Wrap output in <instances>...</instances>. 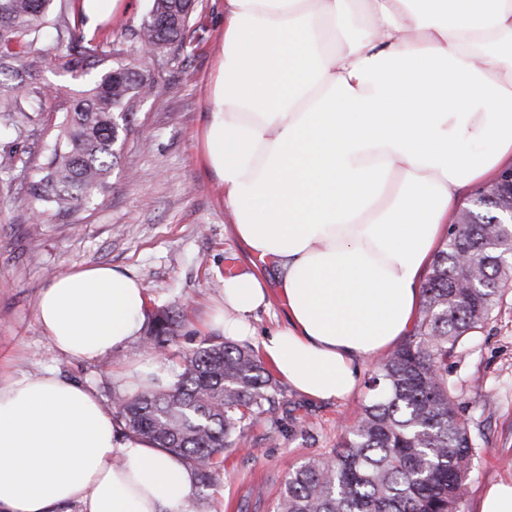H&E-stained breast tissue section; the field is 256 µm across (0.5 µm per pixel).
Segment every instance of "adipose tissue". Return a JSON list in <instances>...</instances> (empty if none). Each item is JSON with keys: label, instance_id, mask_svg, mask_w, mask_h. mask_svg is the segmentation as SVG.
<instances>
[{"label": "adipose tissue", "instance_id": "adipose-tissue-1", "mask_svg": "<svg viewBox=\"0 0 512 512\" xmlns=\"http://www.w3.org/2000/svg\"><path fill=\"white\" fill-rule=\"evenodd\" d=\"M204 160L236 237L274 272L286 325L256 336L318 400L412 328L460 191L512 164V0H224ZM265 280L224 281L213 323L250 336ZM139 281L94 264L53 276L36 321L85 361L135 340ZM190 471L120 434L85 386L0 382V512H195Z\"/></svg>", "mask_w": 512, "mask_h": 512}]
</instances>
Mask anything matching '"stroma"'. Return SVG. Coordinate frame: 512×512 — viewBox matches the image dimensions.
Returning <instances> with one entry per match:
<instances>
[{"label":"stroma","instance_id":"1","mask_svg":"<svg viewBox=\"0 0 512 512\" xmlns=\"http://www.w3.org/2000/svg\"><path fill=\"white\" fill-rule=\"evenodd\" d=\"M224 40V0H199L182 47L150 60L156 93L137 114L112 189L82 224L32 226L26 202L31 173L0 175V379L46 370L91 388L108 402L122 394L118 366L145 363L136 338L96 362L63 356L35 319L41 288L61 272L107 264L141 283L149 310L175 309L184 326L157 363L179 370L184 354L220 336L209 321L228 273L250 268L231 230L224 193L200 156L213 109ZM462 418L485 442L472 462L461 512H475L483 487L512 477V291L505 294L462 356L448 361ZM275 416H254L229 451L217 484L198 490V512H273L290 468L330 456L341 425L353 422L366 387L342 400H316L280 382Z\"/></svg>","mask_w":512,"mask_h":512}]
</instances>
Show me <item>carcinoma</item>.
I'll list each match as a JSON object with an SVG mask.
<instances>
[{
	"instance_id": "cac0c4a2",
	"label": "carcinoma",
	"mask_w": 512,
	"mask_h": 512,
	"mask_svg": "<svg viewBox=\"0 0 512 512\" xmlns=\"http://www.w3.org/2000/svg\"><path fill=\"white\" fill-rule=\"evenodd\" d=\"M74 2L0 0V134L42 144L40 156L24 162L1 151L0 172L35 167L27 200L37 224L83 223L111 188L141 98L158 84L144 55H123L112 50V36L85 33L71 18ZM196 8L193 0H152L124 36L155 57L184 41ZM53 69L74 83H46L42 74ZM51 102L61 117L48 126ZM497 207L484 196L448 224L417 320L376 361L356 428L330 457L288 472L273 512H460L481 437L461 419L448 358L463 354L464 340L512 290V224L495 223ZM183 326L179 313L161 308L146 344L162 350ZM278 392L256 351L226 338L185 356L175 383L115 396L112 413L116 426L169 452L192 471L195 488H207L247 420L276 411Z\"/></svg>"
}]
</instances>
